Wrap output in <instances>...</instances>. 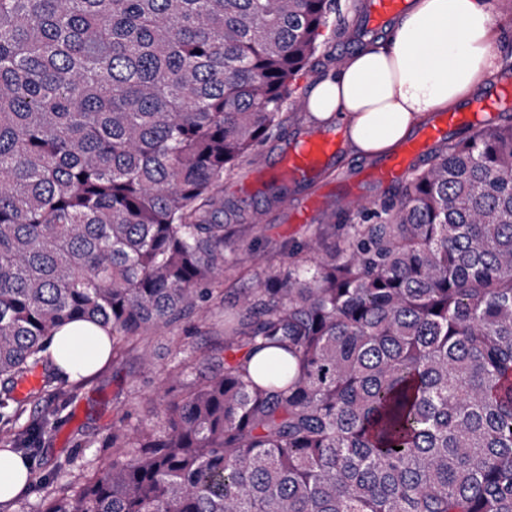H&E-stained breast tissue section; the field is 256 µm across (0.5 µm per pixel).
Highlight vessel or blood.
Segmentation results:
<instances>
[{"label":"vessel or blood","mask_w":512,"mask_h":512,"mask_svg":"<svg viewBox=\"0 0 512 512\" xmlns=\"http://www.w3.org/2000/svg\"><path fill=\"white\" fill-rule=\"evenodd\" d=\"M406 7V0H362L361 23L369 32L378 31L395 21ZM501 88L485 92L467 109L444 112L425 127L420 139L407 145L400 153L389 156L376 168L374 178L391 182L405 173L425 144L438 140L455 130L482 123L485 116L496 112L501 104ZM341 152V139L333 132H314L299 137L284 152L275 174L280 182L307 179L334 166Z\"/></svg>","instance_id":"vessel-or-blood-1"}]
</instances>
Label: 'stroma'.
<instances>
[{
    "label": "stroma",
    "mask_w": 512,
    "mask_h": 512,
    "mask_svg": "<svg viewBox=\"0 0 512 512\" xmlns=\"http://www.w3.org/2000/svg\"><path fill=\"white\" fill-rule=\"evenodd\" d=\"M355 2L340 0L342 25L324 30L318 52L298 77L288 104L294 119L259 144L265 166L275 164L286 142L319 130V123L309 119L302 102L315 79L335 70L337 56H352L363 47ZM377 163V158L343 148L332 173L319 175L305 186H290L284 205L274 202L270 186L257 184L254 167L243 164L225 172L224 221L244 227L241 239L231 241L224 251L228 265L245 258L255 271L272 269L283 259L289 244L306 239L322 225L335 223L352 200L373 203L401 194L407 185L403 178L387 185L361 182L362 173ZM324 184L336 187L337 192L326 200L312 222L290 223L291 205L303 202ZM234 303L233 295L214 294L207 303L205 322L185 321L149 335L146 344L156 363L151 374L140 372L138 354L132 351L109 361L88 381L72 383L56 375L50 395L21 396L17 414L0 418V448L12 449L29 461L35 479L15 502L1 504L0 512H38L61 484L81 480L95 462L111 456L112 427L125 410L135 411L144 419L160 413L171 389L168 373L177 350L203 354L218 349L224 333V310ZM44 417L49 423L39 443L27 444L28 426Z\"/></svg>",
    "instance_id": "1"
}]
</instances>
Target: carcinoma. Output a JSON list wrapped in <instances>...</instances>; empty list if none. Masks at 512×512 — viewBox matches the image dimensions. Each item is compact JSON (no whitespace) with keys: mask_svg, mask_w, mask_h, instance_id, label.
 <instances>
[{"mask_svg":"<svg viewBox=\"0 0 512 512\" xmlns=\"http://www.w3.org/2000/svg\"><path fill=\"white\" fill-rule=\"evenodd\" d=\"M337 0H0V411L72 321L206 320ZM291 244L41 512H512V112Z\"/></svg>","mask_w":512,"mask_h":512,"instance_id":"obj_1","label":"carcinoma"}]
</instances>
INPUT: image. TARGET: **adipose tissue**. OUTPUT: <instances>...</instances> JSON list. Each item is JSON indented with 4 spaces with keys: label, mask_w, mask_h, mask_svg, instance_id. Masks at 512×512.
<instances>
[{
    "label": "adipose tissue",
    "mask_w": 512,
    "mask_h": 512,
    "mask_svg": "<svg viewBox=\"0 0 512 512\" xmlns=\"http://www.w3.org/2000/svg\"><path fill=\"white\" fill-rule=\"evenodd\" d=\"M487 0H411L388 39L367 44L317 81L303 107L311 119L343 120L362 155L395 149L432 113L467 100L497 68ZM47 352L68 381L94 375L111 357L97 325L77 321L55 332ZM32 482L28 462L0 450V502Z\"/></svg>",
    "instance_id": "adipose-tissue-1"
}]
</instances>
